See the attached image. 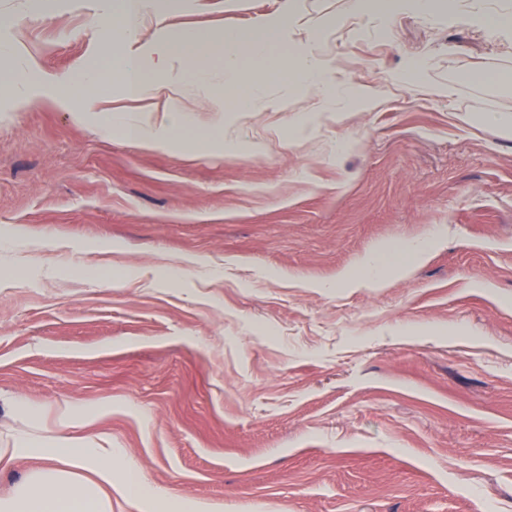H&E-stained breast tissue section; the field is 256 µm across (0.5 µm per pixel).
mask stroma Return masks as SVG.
Returning <instances> with one entry per match:
<instances>
[{"label": "stroma", "instance_id": "obj_1", "mask_svg": "<svg viewBox=\"0 0 512 512\" xmlns=\"http://www.w3.org/2000/svg\"><path fill=\"white\" fill-rule=\"evenodd\" d=\"M350 2L171 0L108 46L88 24L108 0H0V43L53 76L165 27L284 19L290 45L320 33L350 97L321 112L247 68L263 111L217 78L114 87L85 121L0 101V235L36 248L0 255L21 266L0 283L1 441L26 427L9 398L108 402L148 484L224 512H512V29L448 17L512 0H402L384 20ZM414 58L429 67L407 84ZM169 99L201 129L223 107L233 151L99 131ZM425 237L436 248L383 286L337 283L376 245Z\"/></svg>", "mask_w": 512, "mask_h": 512}]
</instances>
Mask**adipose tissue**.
Returning <instances> with one entry per match:
<instances>
[{
	"label": "adipose tissue",
	"mask_w": 512,
	"mask_h": 512,
	"mask_svg": "<svg viewBox=\"0 0 512 512\" xmlns=\"http://www.w3.org/2000/svg\"><path fill=\"white\" fill-rule=\"evenodd\" d=\"M156 7V0H121L109 14L92 15L91 26L104 43L115 39L133 43L139 38L142 17ZM284 28V22L279 21L250 30L230 28L220 37L199 29L166 30L150 58L132 53L97 58L76 78L49 79L23 67L13 79L0 81V96L29 106L39 102L43 91L49 89L62 106L79 98L80 114L86 117L96 113L108 84L119 83L127 96L138 97L188 77L206 82L213 64L218 63L239 111L258 112L264 104L256 86H244L236 80L239 69L250 64L290 87L313 93L320 111H339L342 88L330 77L331 64L311 46L283 51ZM104 130L147 147L180 151L224 147L223 120L200 132L183 110L173 105L165 108L157 122H140L130 113H115ZM436 244V239L421 238L396 249L381 247L342 281L355 288L383 284L388 274L421 259ZM13 412L27 427L12 435L7 447L0 448V460L33 458L38 465L11 496L0 499V512H112L116 493L139 503L141 512H223L219 503L159 497L126 450L113 443L111 433L88 432V425L103 417L105 407L67 401L50 415L39 406L17 400Z\"/></svg>",
	"instance_id": "obj_1"
}]
</instances>
